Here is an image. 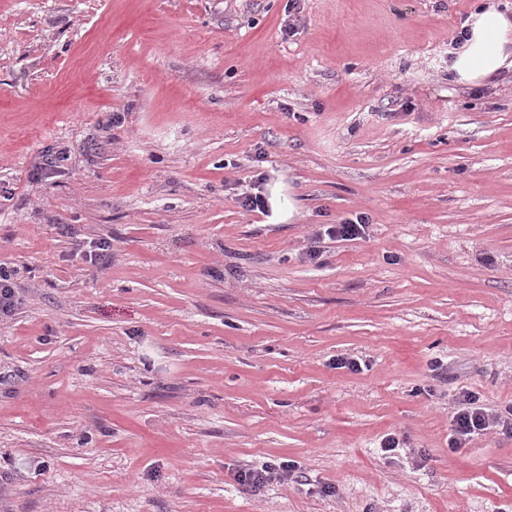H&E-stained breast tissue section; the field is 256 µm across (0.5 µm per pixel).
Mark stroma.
Instances as JSON below:
<instances>
[{
	"instance_id": "obj_1",
	"label": "stroma",
	"mask_w": 512,
	"mask_h": 512,
	"mask_svg": "<svg viewBox=\"0 0 512 512\" xmlns=\"http://www.w3.org/2000/svg\"><path fill=\"white\" fill-rule=\"evenodd\" d=\"M473 2L0 0V512H512V434L451 443L464 395L512 406V73L448 80ZM366 224H368L367 217L361 215L356 217V221L351 220L344 224L331 225L326 232L331 238L355 239L364 234ZM15 275L14 270L0 267V323L13 316L19 301ZM281 462L277 464L266 463L262 464L260 468L249 467L239 472L240 480L254 489L263 487L266 483L273 480H288V476L292 475L294 467Z\"/></svg>"
}]
</instances>
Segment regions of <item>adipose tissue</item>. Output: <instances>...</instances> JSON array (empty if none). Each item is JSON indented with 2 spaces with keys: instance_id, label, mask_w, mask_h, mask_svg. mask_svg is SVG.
Segmentation results:
<instances>
[{
  "instance_id": "1",
  "label": "adipose tissue",
  "mask_w": 512,
  "mask_h": 512,
  "mask_svg": "<svg viewBox=\"0 0 512 512\" xmlns=\"http://www.w3.org/2000/svg\"><path fill=\"white\" fill-rule=\"evenodd\" d=\"M469 38L448 67L455 82L479 84L506 70L512 71V50L505 39L512 21L495 0H480V7L464 22Z\"/></svg>"
}]
</instances>
